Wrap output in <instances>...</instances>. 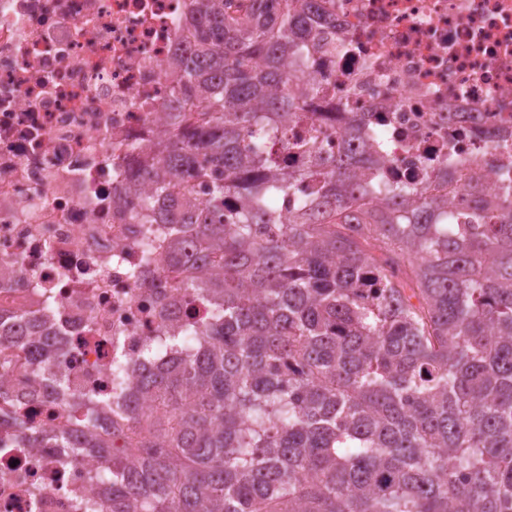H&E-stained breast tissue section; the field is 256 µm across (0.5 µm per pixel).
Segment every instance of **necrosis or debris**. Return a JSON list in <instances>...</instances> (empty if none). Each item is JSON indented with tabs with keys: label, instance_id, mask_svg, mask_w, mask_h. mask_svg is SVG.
Masks as SVG:
<instances>
[{
	"label": "necrosis or debris",
	"instance_id": "obj_1",
	"mask_svg": "<svg viewBox=\"0 0 512 512\" xmlns=\"http://www.w3.org/2000/svg\"><path fill=\"white\" fill-rule=\"evenodd\" d=\"M194 0H0V340L52 351L49 378L12 373L0 397L23 416L32 448L0 426V512H78L110 501L97 457L52 435L72 396L112 395L160 334L198 307L166 286L173 225L152 236L113 194L139 181L144 147L188 53ZM303 75L318 88L289 139L343 145L350 114L394 179L457 202L474 171L488 198L512 196V0H320Z\"/></svg>",
	"mask_w": 512,
	"mask_h": 512
}]
</instances>
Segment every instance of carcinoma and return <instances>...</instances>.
I'll return each instance as SVG.
<instances>
[{"instance_id": "carcinoma-1", "label": "carcinoma", "mask_w": 512, "mask_h": 512, "mask_svg": "<svg viewBox=\"0 0 512 512\" xmlns=\"http://www.w3.org/2000/svg\"><path fill=\"white\" fill-rule=\"evenodd\" d=\"M318 9L195 0V49L132 219L193 226L167 262L206 315L151 343L180 351L168 368L112 366L114 390L167 416L127 411L116 446L80 395L57 436L102 459L111 512H512V199L470 183L456 213L393 181L375 200L363 184L380 158L351 146L355 118L336 153L288 140L315 92L295 66ZM275 143L308 167L276 162ZM313 177L319 192L282 220L280 200ZM14 369L37 375L30 351L0 342V378Z\"/></svg>"}]
</instances>
